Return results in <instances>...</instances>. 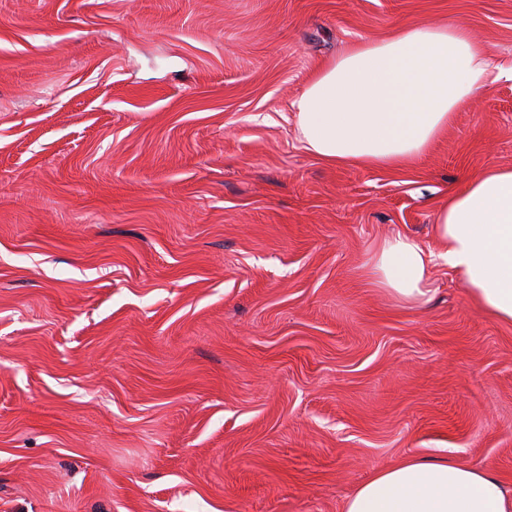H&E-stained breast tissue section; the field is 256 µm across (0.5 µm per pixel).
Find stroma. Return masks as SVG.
Returning <instances> with one entry per match:
<instances>
[{
  "instance_id": "1",
  "label": "stroma",
  "mask_w": 512,
  "mask_h": 512,
  "mask_svg": "<svg viewBox=\"0 0 512 512\" xmlns=\"http://www.w3.org/2000/svg\"><path fill=\"white\" fill-rule=\"evenodd\" d=\"M424 20L505 75L422 158L337 166L293 103ZM512 0H0V512H342L408 457L512 488V323L377 245L512 167Z\"/></svg>"
}]
</instances>
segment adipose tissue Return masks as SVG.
Instances as JSON below:
<instances>
[{
  "label": "adipose tissue",
  "mask_w": 512,
  "mask_h": 512,
  "mask_svg": "<svg viewBox=\"0 0 512 512\" xmlns=\"http://www.w3.org/2000/svg\"><path fill=\"white\" fill-rule=\"evenodd\" d=\"M492 81L489 49L457 26L414 22L348 47L295 101L307 149L337 165L400 168L424 156ZM438 251L415 237L383 239L369 264L399 302H430L432 264L459 273L471 298L512 323V168L487 167L436 213ZM344 512H512L490 471L407 458L361 483Z\"/></svg>",
  "instance_id": "adipose-tissue-1"
}]
</instances>
